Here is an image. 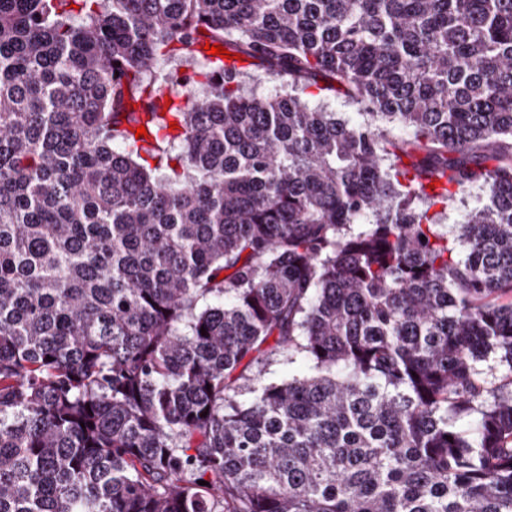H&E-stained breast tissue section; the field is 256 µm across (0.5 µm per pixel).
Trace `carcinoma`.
<instances>
[{"instance_id":"1","label":"carcinoma","mask_w":512,"mask_h":512,"mask_svg":"<svg viewBox=\"0 0 512 512\" xmlns=\"http://www.w3.org/2000/svg\"><path fill=\"white\" fill-rule=\"evenodd\" d=\"M0 512H512V0H0ZM483 200L488 202L485 190L476 187L466 189L448 206L443 224H448V230L454 229V225L462 224L467 219L468 213Z\"/></svg>"}]
</instances>
